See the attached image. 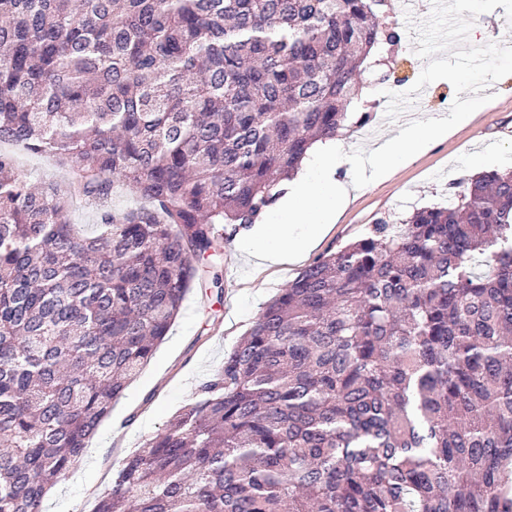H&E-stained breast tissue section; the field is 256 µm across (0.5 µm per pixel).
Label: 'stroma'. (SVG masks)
<instances>
[{
    "label": "stroma",
    "mask_w": 512,
    "mask_h": 512,
    "mask_svg": "<svg viewBox=\"0 0 512 512\" xmlns=\"http://www.w3.org/2000/svg\"><path fill=\"white\" fill-rule=\"evenodd\" d=\"M389 3L403 33L402 46L389 68L369 69L362 76V97L351 109L360 112L372 103L376 117L341 137L347 159L339 178L352 174L358 157L382 134L449 112L461 97L472 102V122L390 179L369 181L302 263L255 264L240 248L245 230L225 228L220 250L205 261L200 286L189 291L152 359L113 403L79 466L54 486L45 501L46 512H92L109 489L103 470L146 448L195 399L262 307L306 265L367 235L377 219L397 223L414 209L446 203L450 183L473 174L474 155L485 156V170L512 169V53H504L501 45L502 38L512 35V0H469L464 9L453 6L411 15L400 0ZM475 28L486 30L483 44L469 50L451 48L456 33ZM411 91L419 96L417 110L399 112Z\"/></svg>",
    "instance_id": "stroma-1"
}]
</instances>
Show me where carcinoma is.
I'll list each match as a JSON object with an SVG mask.
<instances>
[{
  "label": "carcinoma",
  "instance_id": "carcinoma-1",
  "mask_svg": "<svg viewBox=\"0 0 512 512\" xmlns=\"http://www.w3.org/2000/svg\"><path fill=\"white\" fill-rule=\"evenodd\" d=\"M387 10L0 0V512H44L217 226L348 128L402 43ZM14 145L71 177L32 186ZM118 186L139 206L108 208ZM94 512H512V171L317 258Z\"/></svg>",
  "mask_w": 512,
  "mask_h": 512
}]
</instances>
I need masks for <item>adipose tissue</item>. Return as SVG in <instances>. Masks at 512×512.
Masks as SVG:
<instances>
[{
  "label": "adipose tissue",
  "instance_id": "adipose-tissue-1",
  "mask_svg": "<svg viewBox=\"0 0 512 512\" xmlns=\"http://www.w3.org/2000/svg\"><path fill=\"white\" fill-rule=\"evenodd\" d=\"M470 119V109L461 104L453 112L385 137L370 150L368 163L372 174L368 177L358 172L348 179H338L342 145L335 141L314 144L306 162L307 173L298 174L293 180L290 192L279 200L270 222L253 225L244 251L258 264L267 266L302 259L367 178L390 177Z\"/></svg>",
  "mask_w": 512,
  "mask_h": 512
}]
</instances>
